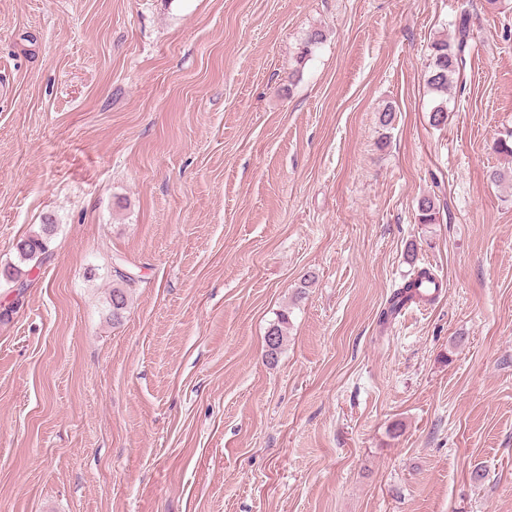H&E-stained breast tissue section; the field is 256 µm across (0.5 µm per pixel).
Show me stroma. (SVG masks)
Wrapping results in <instances>:
<instances>
[{
	"label": "stroma",
	"instance_id": "obj_1",
	"mask_svg": "<svg viewBox=\"0 0 512 512\" xmlns=\"http://www.w3.org/2000/svg\"><path fill=\"white\" fill-rule=\"evenodd\" d=\"M511 134L512 0H0V512H512ZM469 17L462 14L455 23L454 37L431 44L430 63L426 73L428 88L436 93H448L457 83L471 52ZM54 229V222L48 218L43 224H40L38 231L32 232L16 243L15 248L19 261L20 263L28 262L27 269L23 270L18 265H12L3 271V275L13 283V287L18 288L16 299L19 300L24 296L32 282L34 267L39 268V264L48 257ZM33 261L35 263L29 266ZM112 273V276L118 281V286L112 288V294L110 295L112 320L119 321L128 305L129 290L137 280L134 276L125 272L120 265H117L116 261L115 264L112 263ZM427 279L430 281L438 280L434 272L427 267H421L417 269L413 277L405 280L401 285L395 288L387 304L380 311L378 321L381 325H386L396 317L397 314L409 303H420V302H433L438 297L437 295L424 298L420 293L418 287L421 280ZM439 281V280H438Z\"/></svg>",
	"mask_w": 512,
	"mask_h": 512
}]
</instances>
